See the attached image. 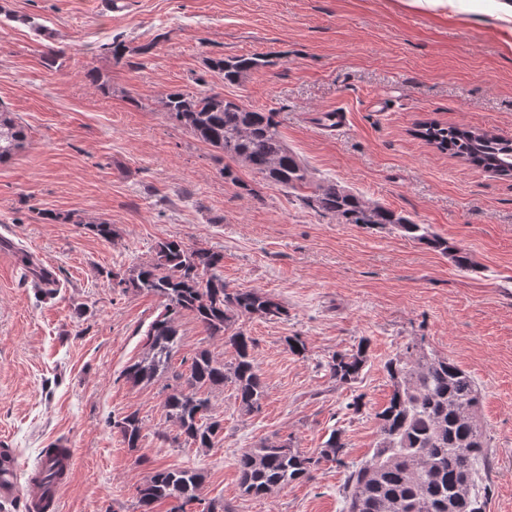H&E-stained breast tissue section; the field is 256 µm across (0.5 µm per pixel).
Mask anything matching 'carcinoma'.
<instances>
[{"mask_svg":"<svg viewBox=\"0 0 512 512\" xmlns=\"http://www.w3.org/2000/svg\"><path fill=\"white\" fill-rule=\"evenodd\" d=\"M267 63L261 54L207 60L208 68L229 85ZM162 104L173 125L267 182L293 190L313 187L311 195L302 197L310 208L368 229L390 226L450 258L459 269L476 268L468 252L429 233L425 225L335 182L313 183L309 168L281 139L274 113L210 91L172 89ZM419 135L472 165L512 175V141L487 131L434 122L421 124ZM25 137L22 127L1 118L0 158L19 147ZM223 266L220 251L166 239L157 244L154 258L130 277L116 274L113 278L120 288L143 290L165 302V313L146 333L145 356L123 371L126 383L150 384L168 372L179 343L175 318L183 312L192 314L208 336L224 340V347L232 352L233 361L226 364L202 349L192 358L188 374L177 373L175 383L164 386L162 407L177 428L174 441L195 448L215 447L224 433V420L213 414L208 390L233 383L236 399L247 412L259 410L266 397L254 338L235 327L236 322L243 317L271 321L288 315L285 305L271 294L254 288L229 290ZM367 362L364 340L354 350L333 353L326 367L330 378L343 386L356 381ZM384 369L391 393L375 413L379 440L371 457L346 462L347 443L336 429L315 455L294 448L290 438L265 440L242 450L237 459L242 492L255 497L277 493L310 479L322 463L332 462L348 471L346 512H484L477 486L479 464L488 462V448L477 421L480 394L473 378L454 360L425 353L418 342L388 359ZM112 429L127 448H139L143 422L138 412L112 418ZM202 478L194 469H155L136 487L139 512H155L163 502L172 504L170 512H190L201 503Z\"/></svg>","mask_w":512,"mask_h":512,"instance_id":"carcinoma-1","label":"carcinoma"}]
</instances>
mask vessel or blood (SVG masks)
<instances>
[{"label": "vessel or blood", "instance_id": "vessel-or-blood-1", "mask_svg": "<svg viewBox=\"0 0 512 512\" xmlns=\"http://www.w3.org/2000/svg\"><path fill=\"white\" fill-rule=\"evenodd\" d=\"M43 467L57 469L51 483L40 480L36 470H25L15 449L0 448V504L24 500L27 512H56L73 461L71 455L43 456Z\"/></svg>", "mask_w": 512, "mask_h": 512}]
</instances>
